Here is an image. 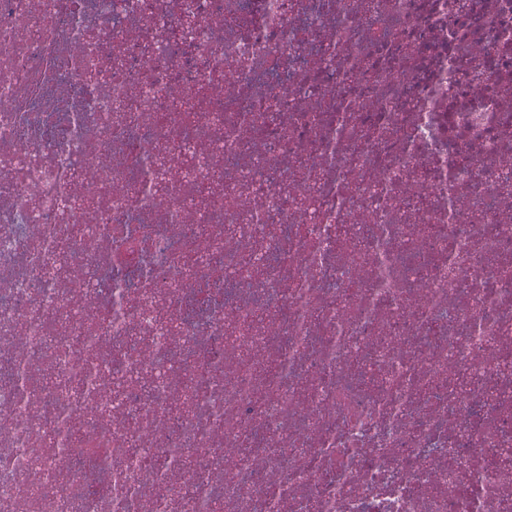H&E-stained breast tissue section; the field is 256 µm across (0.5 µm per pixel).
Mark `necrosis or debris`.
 <instances>
[{"label":"necrosis or debris","mask_w":512,"mask_h":512,"mask_svg":"<svg viewBox=\"0 0 512 512\" xmlns=\"http://www.w3.org/2000/svg\"><path fill=\"white\" fill-rule=\"evenodd\" d=\"M0 512H512V0H0Z\"/></svg>","instance_id":"4bbe7bcc"}]
</instances>
